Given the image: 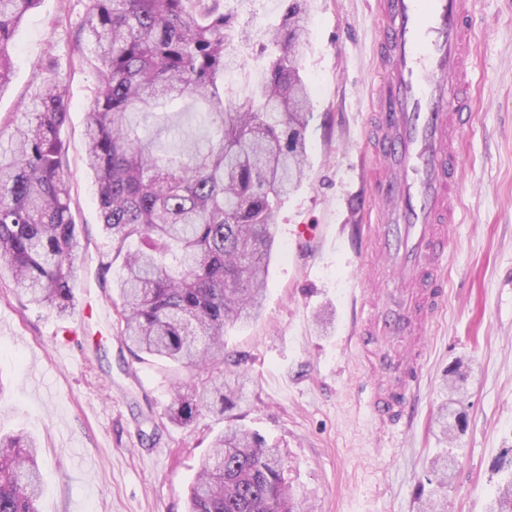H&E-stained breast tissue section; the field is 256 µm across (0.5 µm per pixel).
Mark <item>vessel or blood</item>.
Returning <instances> with one entry per match:
<instances>
[{
  "instance_id": "vessel-or-blood-1",
  "label": "vessel or blood",
  "mask_w": 512,
  "mask_h": 512,
  "mask_svg": "<svg viewBox=\"0 0 512 512\" xmlns=\"http://www.w3.org/2000/svg\"><path fill=\"white\" fill-rule=\"evenodd\" d=\"M476 0H370L380 28L373 122L362 149L388 174L373 179L363 252L383 261V283L354 337H368L375 371L368 404L380 421L408 417L421 355L447 302L446 247L457 215L459 144L472 110Z\"/></svg>"
}]
</instances>
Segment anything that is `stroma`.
<instances>
[{"label":"stroma","mask_w":512,"mask_h":512,"mask_svg":"<svg viewBox=\"0 0 512 512\" xmlns=\"http://www.w3.org/2000/svg\"><path fill=\"white\" fill-rule=\"evenodd\" d=\"M301 74L313 118L306 178L285 197L262 316L227 330L225 374H240L246 400L177 426L166 412L173 381L190 388L201 369L136 358L117 331L122 262L103 231L85 160L94 78L79 63L77 31L90 0H40L18 27L9 90L0 96V149L37 90L35 67L64 77L61 131L79 228L66 317L18 296L0 276V434L25 432L41 447L40 512H185L190 484L214 437L235 425L278 448L300 512H418L433 457L454 452L449 512H486L512 448V0L475 6V112L461 158L462 219L448 251V302L430 331L418 405L410 421L379 424L350 337L359 305V229L346 201L378 171L362 159L368 96L379 81L380 34L368 0H308ZM255 37L280 20L281 0H236ZM314 241L296 242L295 225ZM465 373L455 410L457 442L439 440L450 370Z\"/></svg>","instance_id":"35a3bbf8"}]
</instances>
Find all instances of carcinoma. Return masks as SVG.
Instances as JSON below:
<instances>
[{
    "label": "carcinoma",
    "mask_w": 512,
    "mask_h": 512,
    "mask_svg": "<svg viewBox=\"0 0 512 512\" xmlns=\"http://www.w3.org/2000/svg\"><path fill=\"white\" fill-rule=\"evenodd\" d=\"M39 2L0 0V94L10 84L15 32ZM307 2L282 0L280 24L255 45L221 0H91L77 37L96 81L87 165L103 229L123 257L120 337L135 354L212 372L191 395L174 386L175 423L243 397L239 378L224 377V331L261 315L276 214L305 176L313 114L297 48ZM249 45L264 78L241 98L224 90V70ZM187 99L202 103L203 148L189 152L183 125L167 114L156 135L139 134L160 104ZM24 115L0 154V271L63 318L74 306L79 248L60 138L64 80L42 78ZM163 132L166 152L157 143ZM454 465L450 455L434 459L438 488L420 512H448L441 489ZM498 472L487 512H512V448ZM41 493L35 439L0 435V512H38ZM187 512H296L278 449L225 430L189 488Z\"/></svg>",
    "instance_id": "carcinoma-1"
}]
</instances>
